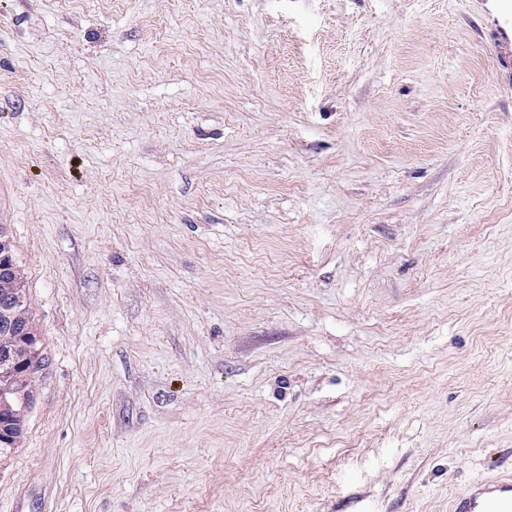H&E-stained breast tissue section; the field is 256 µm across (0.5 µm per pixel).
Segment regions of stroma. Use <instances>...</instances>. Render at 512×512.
Segmentation results:
<instances>
[{
	"mask_svg": "<svg viewBox=\"0 0 512 512\" xmlns=\"http://www.w3.org/2000/svg\"><path fill=\"white\" fill-rule=\"evenodd\" d=\"M43 367L0 512H450L512 478L503 0H0Z\"/></svg>",
	"mask_w": 512,
	"mask_h": 512,
	"instance_id": "35a3bbf8",
	"label": "stroma"
}]
</instances>
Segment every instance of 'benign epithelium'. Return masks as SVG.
Wrapping results in <instances>:
<instances>
[{"label": "benign epithelium", "mask_w": 512, "mask_h": 512, "mask_svg": "<svg viewBox=\"0 0 512 512\" xmlns=\"http://www.w3.org/2000/svg\"><path fill=\"white\" fill-rule=\"evenodd\" d=\"M38 342L13 243L0 224V466L24 432L25 412L33 400L32 382L42 362Z\"/></svg>", "instance_id": "7a95c632"}]
</instances>
